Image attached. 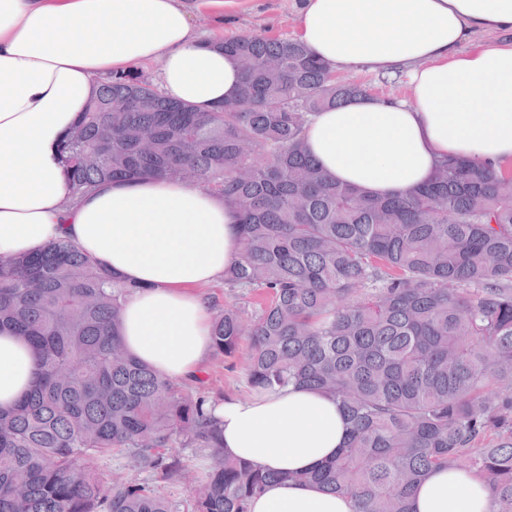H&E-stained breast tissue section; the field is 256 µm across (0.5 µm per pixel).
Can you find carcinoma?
Returning a JSON list of instances; mask_svg holds the SVG:
<instances>
[{
	"label": "carcinoma",
	"mask_w": 512,
	"mask_h": 512,
	"mask_svg": "<svg viewBox=\"0 0 512 512\" xmlns=\"http://www.w3.org/2000/svg\"><path fill=\"white\" fill-rule=\"evenodd\" d=\"M220 47L242 87L212 112L137 70L98 81L65 147L73 189L153 174L233 204L240 260L224 272L214 352L248 342L247 395L320 391L349 424L336 457L297 479L352 512H411L415 486L452 467L489 486L490 512H512V169L445 159L387 197L333 181L305 128L365 86L295 38ZM135 289L66 236L0 260V326L38 357L29 392L0 410V512H244L279 478L224 456L218 399L127 353ZM177 448L211 465L198 473ZM111 457L127 473L112 484L96 468Z\"/></svg>",
	"instance_id": "cac0c4a2"
}]
</instances>
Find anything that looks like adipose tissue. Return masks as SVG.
Instances as JSON below:
<instances>
[{
  "label": "adipose tissue",
  "instance_id": "ef3b65f1",
  "mask_svg": "<svg viewBox=\"0 0 512 512\" xmlns=\"http://www.w3.org/2000/svg\"><path fill=\"white\" fill-rule=\"evenodd\" d=\"M298 39L332 68L404 73L406 97L366 95L320 112L305 144L329 177L373 195L428 182L444 159L512 166V0H305ZM160 65L162 92L208 112L235 99L241 72L201 40L186 0H0V260L67 236L136 285L120 335L135 359L178 382L211 355L204 294L239 258L231 205L206 188L145 176L74 193L63 147L99 79ZM36 354L0 328V408L32 385ZM214 416L225 455L285 473L247 512H352L297 481L347 433L327 394L288 388L227 397ZM487 487L433 471L412 512H489Z\"/></svg>",
  "mask_w": 512,
  "mask_h": 512
}]
</instances>
